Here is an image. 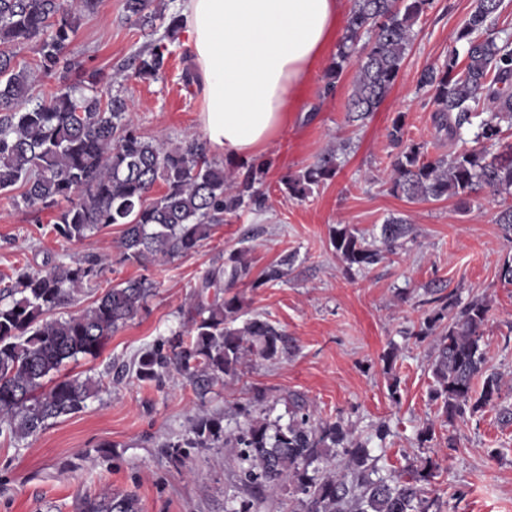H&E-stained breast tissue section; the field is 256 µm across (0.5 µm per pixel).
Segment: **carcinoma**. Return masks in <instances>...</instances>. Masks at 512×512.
I'll use <instances>...</instances> for the list:
<instances>
[{
  "instance_id": "cac0c4a2",
  "label": "carcinoma",
  "mask_w": 512,
  "mask_h": 512,
  "mask_svg": "<svg viewBox=\"0 0 512 512\" xmlns=\"http://www.w3.org/2000/svg\"><path fill=\"white\" fill-rule=\"evenodd\" d=\"M504 0H477L457 33L464 58L452 51L440 67L421 74L435 106L434 122L450 141L473 124L468 144L448 154L428 157L420 143L404 140V115L388 130L400 151L390 163L391 190L409 200L473 196L501 198L494 215L503 237L512 243V143L502 142L512 129V32L499 27ZM98 0H0V195L24 188L21 201L31 211L57 209L51 232L67 242L82 241L113 224L123 226L119 249L124 260L146 267L172 262L196 251L212 227L250 204L261 205L256 185L265 169L249 166L229 179L224 164L207 157L194 138L174 146L146 138L131 108L119 95L85 94L96 76L67 58V47L85 13ZM432 0H354L348 26L325 73V93L336 88L344 70L358 56L353 87L346 103L350 122L365 121L390 94L398 78L412 29ZM124 10L142 25L168 19L166 37L181 28L177 14L165 16L160 0H124ZM31 46L30 65L15 61L12 48ZM167 46L139 50L133 75L157 78L165 66ZM54 81L45 98L31 95L32 74ZM498 146L492 152L489 146ZM350 148L341 142L303 171L282 183L289 196L304 199L313 188L335 177L339 156ZM162 190L151 196L156 186ZM409 233V220L387 217L380 237L349 225L332 230L331 245L347 268L367 269L397 253ZM249 248L231 251L209 268L192 294L183 326L170 337L139 351L128 370L139 382L159 381L173 369L200 399L240 376L250 357L276 361L288 354V336L268 318L242 319L243 302L231 293L250 275ZM296 255L268 267L254 287L281 281ZM107 257L91 255L23 270L0 287V436L22 440L49 422L81 411L97 392L90 377L59 375L80 356L96 355L106 341L146 309L155 284L146 277L113 285L76 315L54 312L75 301L99 276ZM423 322L420 335L436 336L431 362L432 400L451 422L465 413L499 411L512 424V408L499 404L501 378L489 371L484 327L489 305L475 298L460 311L454 294ZM482 379L480 389L474 380ZM289 421L244 412V420L225 421L221 413L196 414L188 433L164 445L174 463L188 448L240 449L244 483L260 491L288 489L299 496L302 512H430L434 501L422 483L433 477L432 462L394 480L379 475L367 442L339 421L323 419L303 400L290 403ZM84 512H137L130 495L100 494Z\"/></svg>"
}]
</instances>
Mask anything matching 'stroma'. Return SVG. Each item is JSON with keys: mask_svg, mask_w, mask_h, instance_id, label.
I'll return each mask as SVG.
<instances>
[{"mask_svg": "<svg viewBox=\"0 0 512 512\" xmlns=\"http://www.w3.org/2000/svg\"><path fill=\"white\" fill-rule=\"evenodd\" d=\"M475 6L476 0H434L413 26L393 89L365 121L346 120L354 68L345 70L328 95L326 67L318 65L295 94L288 127L263 155L262 205L226 216L196 252L174 262L145 269L123 260L118 224L67 243L49 231L55 210L33 214L0 195V280L26 267L42 268L49 257L110 258L94 289L58 309V316L78 313L98 290L123 280L145 275L157 285L146 311L112 335L98 355L66 364L65 374L103 383L80 412L24 440L0 438V512H81L83 501L106 489L134 496L139 512H229L249 498L236 449L192 448L176 467L162 447L187 433L199 409L220 410L230 419L258 390L270 417L285 414L289 395L297 394L320 416L342 420L356 436L369 439L383 473L402 475L408 466L433 460L426 490L440 512H512V424L503 425L491 409L448 424L437 421L429 397L435 343L417 336L432 297L452 292L463 303L485 298L486 357L503 379V405L512 407V285L500 279L512 243L493 222L498 205L485 196L465 205L454 198L412 201L393 194L388 183L394 149L387 132L397 116L405 118L407 138L427 143L430 155L448 151L419 79L457 48V32ZM165 27L162 21L141 26L122 0H99L95 12L83 16L67 56L98 73L99 90H112L132 105V117L148 139L200 140L202 85L182 79L191 65L185 36L168 42L158 79L121 71L137 51L163 38ZM341 141L350 142L351 151L342 156L336 176L305 200L290 197L282 177ZM392 215L411 222L404 246L371 269L347 271L330 244L331 229L350 224L376 234ZM243 243L251 259L249 278L235 287L243 312L263 315L283 329L290 352L275 362L253 359L204 404L177 372L158 384L125 373L137 351L178 329L204 272ZM289 253L297 259L281 282L253 287V279ZM428 423L433 438L418 444L417 432ZM382 425L387 435L379 440L374 433Z\"/></svg>", "mask_w": 512, "mask_h": 512, "instance_id": "35a3bbf8", "label": "stroma"}]
</instances>
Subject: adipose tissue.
<instances>
[{
	"mask_svg": "<svg viewBox=\"0 0 512 512\" xmlns=\"http://www.w3.org/2000/svg\"><path fill=\"white\" fill-rule=\"evenodd\" d=\"M341 0H183L209 145L257 158L291 119L297 88L324 58Z\"/></svg>",
	"mask_w": 512,
	"mask_h": 512,
	"instance_id": "1",
	"label": "adipose tissue"
}]
</instances>
